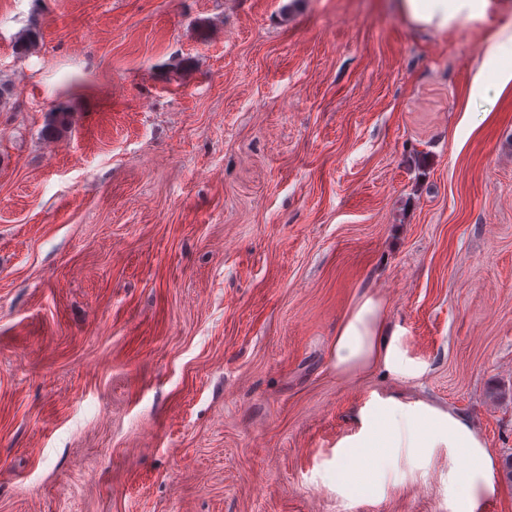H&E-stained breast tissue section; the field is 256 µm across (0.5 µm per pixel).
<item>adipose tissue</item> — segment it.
<instances>
[{
	"mask_svg": "<svg viewBox=\"0 0 512 512\" xmlns=\"http://www.w3.org/2000/svg\"><path fill=\"white\" fill-rule=\"evenodd\" d=\"M492 6L493 0H398L400 13L414 27L436 34L464 22L482 21ZM511 47V30H502L488 39L484 55L474 67L471 95L480 94L491 82H512V58L507 55ZM331 360L340 374L361 371L378 362L397 365V340L385 326L381 300L366 295L356 302L336 334ZM439 443L461 454L465 467L460 486L470 505L496 494L490 453L470 426L451 414L380 401L366 416L363 435L354 448L366 469L375 475L395 449L419 450Z\"/></svg>",
	"mask_w": 512,
	"mask_h": 512,
	"instance_id": "1",
	"label": "adipose tissue"
}]
</instances>
